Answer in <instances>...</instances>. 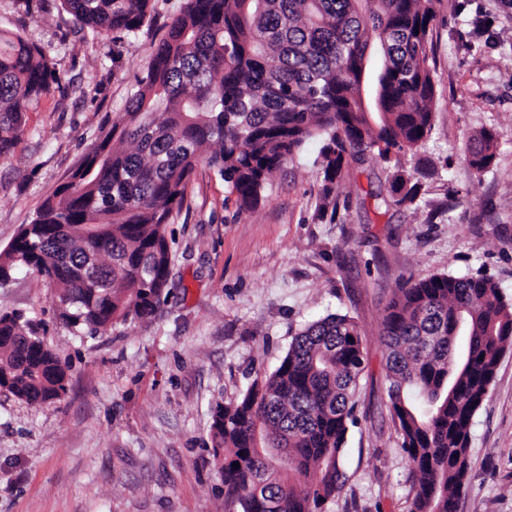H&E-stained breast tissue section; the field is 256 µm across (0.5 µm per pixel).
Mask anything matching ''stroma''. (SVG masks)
I'll return each mask as SVG.
<instances>
[{"instance_id":"stroma-1","label":"stroma","mask_w":512,"mask_h":512,"mask_svg":"<svg viewBox=\"0 0 512 512\" xmlns=\"http://www.w3.org/2000/svg\"><path fill=\"white\" fill-rule=\"evenodd\" d=\"M183 0H153L137 37L78 33L59 0H0V30L58 60L57 84L0 158V252L88 153L125 120L130 94ZM434 128L418 157L435 169L419 207H384L372 157L320 208V140L239 209L199 165L166 227L172 285L151 319L93 338L57 313L56 290L17 269L0 312L23 310L67 367L60 400L32 406L0 388V512H236L210 438L211 408L272 372L295 334L330 314L361 328L366 369L327 512H408L414 475L389 412L384 306L403 281L481 273L512 301V0H442L434 22ZM498 134L484 171L472 135ZM457 512H512V349L473 418Z\"/></svg>"}]
</instances>
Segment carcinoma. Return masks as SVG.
<instances>
[{
	"label": "carcinoma",
	"instance_id": "obj_1",
	"mask_svg": "<svg viewBox=\"0 0 512 512\" xmlns=\"http://www.w3.org/2000/svg\"><path fill=\"white\" fill-rule=\"evenodd\" d=\"M152 0H61L80 28L136 36ZM442 0H184L113 127L71 180L0 253V287L20 267L56 288L60 319L95 337L155 315L170 285L166 225L206 164L255 207L265 184L320 138L322 210L368 154L389 171V205L417 203L409 168L431 136L433 29ZM56 57L0 32V158L56 81ZM497 133L468 145L478 172ZM382 343L389 411L418 476L409 512H456L471 424L512 348V301L482 275L439 274L395 290ZM354 318L330 314L292 339L280 364L213 409L215 465L239 512H326L364 371ZM59 356L22 311L0 313V387L35 406L66 391ZM239 467H233V463Z\"/></svg>",
	"mask_w": 512,
	"mask_h": 512
}]
</instances>
